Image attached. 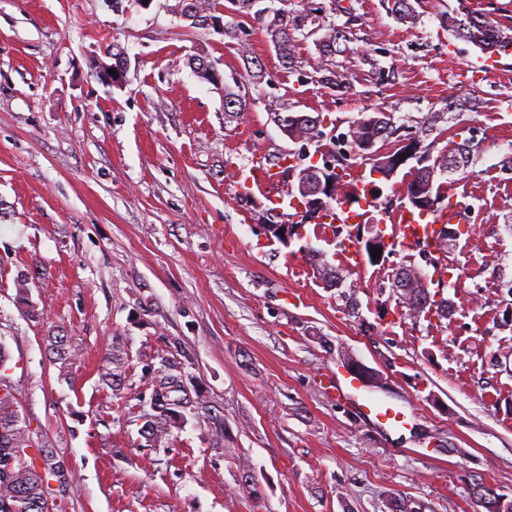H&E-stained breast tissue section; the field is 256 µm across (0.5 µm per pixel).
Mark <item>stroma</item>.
I'll use <instances>...</instances> for the list:
<instances>
[{"label":"stroma","instance_id":"1","mask_svg":"<svg viewBox=\"0 0 512 512\" xmlns=\"http://www.w3.org/2000/svg\"><path fill=\"white\" fill-rule=\"evenodd\" d=\"M175 3L0 0V344L31 431L76 472L63 512H390L397 499L414 512H483L473 475L512 496V329L500 325L512 280V51L493 53L492 73H471L481 51L441 22L481 9L512 28V0H421L407 25L387 0H261L347 31L341 88L321 83L313 39H299L287 69L253 18L238 17L232 39L175 15ZM115 46L127 64L119 86L96 72ZM245 50L271 82L247 76ZM198 54L219 60L223 84L197 76ZM240 85L248 109L226 117L224 89ZM285 106L322 116L319 148L344 154L353 178L370 164L339 138L377 112L431 160L461 139L478 144L468 172L442 176L438 192L439 210L457 215L443 255L447 318L397 310L394 268L435 273L419 248L352 262L341 242L355 225L336 236L306 224L343 277L337 289L301 240L274 236L272 225L295 223L292 209L243 191L237 174L254 162L282 171L300 151L274 122ZM430 112L447 120L428 132ZM416 166L380 183L370 222L384 236ZM23 276L40 319L15 301ZM58 329L81 349L68 379L47 358ZM116 341L129 354L118 396L100 378ZM344 350L387 377L382 397L404 405L409 428L382 429L339 396ZM165 359L223 413L222 447L195 419L141 446ZM246 470L257 493L242 485Z\"/></svg>","mask_w":512,"mask_h":512}]
</instances>
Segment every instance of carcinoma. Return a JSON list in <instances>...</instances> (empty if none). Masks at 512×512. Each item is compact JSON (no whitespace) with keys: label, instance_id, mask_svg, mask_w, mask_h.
<instances>
[{"label":"carcinoma","instance_id":"obj_1","mask_svg":"<svg viewBox=\"0 0 512 512\" xmlns=\"http://www.w3.org/2000/svg\"><path fill=\"white\" fill-rule=\"evenodd\" d=\"M234 14L230 21L224 23V34L236 35V18L239 14L251 13L257 0H227ZM390 12L394 18L403 24L413 23L417 19L413 0H389ZM194 10V22L208 20L210 3L208 0H177L174 12L181 14L186 9ZM442 23L448 31L468 43L473 44L485 53H494L512 43V35L506 32L501 23L489 13L477 10L466 12H444ZM258 23L265 30L266 36L276 48L282 62L292 68L296 63L297 43L295 33L301 31L307 23V16L295 14L287 21L279 24L259 17ZM325 30L322 40L318 43L321 55L322 82L339 86L344 82L342 74L331 66V61L337 55L348 50L349 38L346 31L334 25L322 26ZM247 109L246 95L235 93L224 88V112L227 116L238 118ZM288 127L293 129L297 137L307 141L320 134L317 129L316 117L305 112L288 113ZM400 127L386 115L363 119L356 130L355 145L363 140H375L385 143L391 139H399ZM477 145L469 139H464L456 145L453 152L443 157V163L420 167V173L413 175L418 181L417 187L423 189L427 197L425 211L434 210V187L437 176L444 173L465 172L473 162ZM406 314L416 311L414 318L428 316L434 312L448 317L450 303L446 299L437 301L428 288L410 286L404 283ZM48 355L50 362L56 366L59 375L66 376L69 369L79 356V348L71 341V337L56 332L49 337ZM106 371L103 374L106 384L117 393L125 388L126 357L116 346L105 356ZM184 385L182 375L172 373L170 363L162 361L152 378L151 408L152 414L145 417V422L139 429V434L146 440L147 446L153 447L158 442L171 435L173 430L181 428L175 418L176 414L188 413L207 424V432L215 445L224 444V416L206 401L198 398L192 400L183 395ZM11 461L13 465L8 478L0 477V512H53L54 507L48 505L57 493L66 491L74 478V469L63 457L57 454L52 443L47 440L30 442L29 423L18 409V401L12 391L0 396V463ZM57 487H52V484ZM473 498L485 509V512H512V497L499 493L484 483L483 479L475 476L469 484Z\"/></svg>","mask_w":512,"mask_h":512}]
</instances>
